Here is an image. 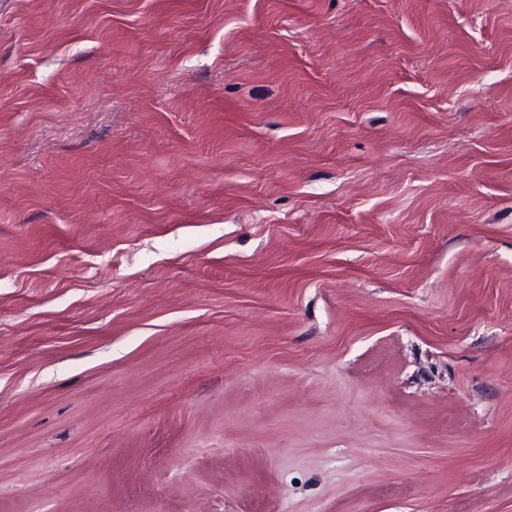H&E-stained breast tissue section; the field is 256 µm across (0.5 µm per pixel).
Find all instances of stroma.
<instances>
[{
    "label": "stroma",
    "instance_id": "1",
    "mask_svg": "<svg viewBox=\"0 0 512 512\" xmlns=\"http://www.w3.org/2000/svg\"><path fill=\"white\" fill-rule=\"evenodd\" d=\"M0 512H512V0H0Z\"/></svg>",
    "mask_w": 512,
    "mask_h": 512
}]
</instances>
